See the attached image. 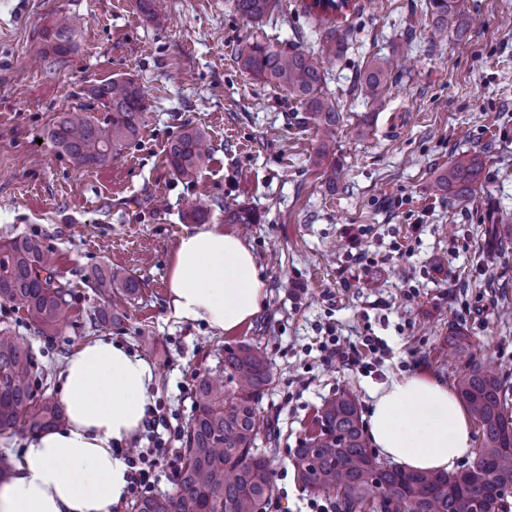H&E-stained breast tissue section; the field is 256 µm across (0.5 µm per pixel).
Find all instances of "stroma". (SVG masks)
Instances as JSON below:
<instances>
[{"label":"stroma","instance_id":"obj_1","mask_svg":"<svg viewBox=\"0 0 512 512\" xmlns=\"http://www.w3.org/2000/svg\"><path fill=\"white\" fill-rule=\"evenodd\" d=\"M346 21L344 53L324 63V89L343 114L336 133L335 186L317 163V132L288 94L255 79L234 59L257 39L317 53L327 25L305 0H283L261 24L234 0H155L171 17L148 25L136 0H0V237L37 234L73 286L76 317L63 335L35 333L0 304L51 373L86 342L107 337L144 357L164 424L126 443L154 463V494L174 490L179 432L197 377L226 345H258L273 383L260 406L279 427L271 461L277 503L268 512H309L312 492L290 460L314 428L318 409L342 390L368 408L391 377L452 386L450 327L478 344L484 362L512 382V233L489 249L491 207L512 212V0H460L467 40L435 43L428 0H358ZM80 18L74 52L42 57L41 31L61 14ZM401 58L382 109L371 110L357 76L376 58ZM133 80L146 97L135 141L109 164L76 171L44 140L61 113L102 117L94 83ZM372 114V132L359 123ZM208 134L212 159L197 180L173 176L166 151L184 126ZM484 162L481 185L459 203L435 187L460 153ZM245 206L249 229L225 224ZM208 223L243 234L264 283L259 314L223 333L180 322L167 308L178 240L193 208ZM106 264L141 288L121 302V324L94 327L99 300L83 268ZM361 345L379 337L389 351L375 371L326 363L327 337Z\"/></svg>","mask_w":512,"mask_h":512}]
</instances>
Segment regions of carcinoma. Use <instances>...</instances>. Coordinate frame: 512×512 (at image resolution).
<instances>
[{
    "label": "carcinoma",
    "instance_id": "carcinoma-1",
    "mask_svg": "<svg viewBox=\"0 0 512 512\" xmlns=\"http://www.w3.org/2000/svg\"><path fill=\"white\" fill-rule=\"evenodd\" d=\"M280 0H235L244 20L259 23L271 15ZM427 27L436 39L448 35L464 39L467 18L457 0H428ZM145 21L156 28L167 16L139 0ZM349 0H310L307 13L320 12L337 19L347 16ZM76 19L59 15L41 32L43 53L62 57L72 51ZM345 48L336 28L328 29L321 57L298 49L247 41L238 45L236 60L246 72L286 91L309 115L320 139L317 155L330 160L325 180L336 182V128L343 120L323 91L320 59H337ZM391 83V69L379 59L360 72L359 85L381 107ZM87 94L105 112L99 120L84 112H66L47 132L51 146L66 155L78 171L106 165L141 129L146 105L133 81L112 79L92 85ZM206 132L190 127L170 143L167 162L179 180L189 183L205 169L210 155ZM482 161L462 155L437 176L440 190L456 200H470L479 183ZM86 286L99 298L94 325L113 322L115 302L130 300L138 282L122 278L105 265L82 270ZM0 300L23 313V320L43 336H57L73 321L71 284L58 268L56 254L35 234L0 240ZM448 343L463 366L453 374V385L478 424L474 462L456 473L414 472L380 460L368 451L358 401L344 391L327 401L312 433L294 451L292 464L298 481L311 491L335 495L338 512H512V385L486 370L465 334L453 331ZM213 376L199 377L193 405L180 432L181 467L171 495H147L130 501L127 512H266L277 496L269 457L257 448L261 438L276 433L261 415L259 400L272 382L270 366L259 347H224ZM49 371L33 349L18 336L9 321L0 323V433L36 435L65 421L61 404L46 393Z\"/></svg>",
    "mask_w": 512,
    "mask_h": 512
}]
</instances>
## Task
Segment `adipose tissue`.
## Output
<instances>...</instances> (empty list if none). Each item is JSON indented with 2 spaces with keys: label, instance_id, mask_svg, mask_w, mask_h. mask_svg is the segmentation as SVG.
I'll return each mask as SVG.
<instances>
[{
  "label": "adipose tissue",
  "instance_id": "ef3b65f1",
  "mask_svg": "<svg viewBox=\"0 0 512 512\" xmlns=\"http://www.w3.org/2000/svg\"><path fill=\"white\" fill-rule=\"evenodd\" d=\"M170 314L230 332L264 303L254 255L216 224L186 231L169 275ZM66 423L28 439L0 490V512H112L129 490L119 445L141 429L153 405L149 363L99 338L77 349L58 374ZM369 438L412 471L448 472L471 456L473 434L455 396L419 377L392 378L371 395Z\"/></svg>",
  "mask_w": 512,
  "mask_h": 512
}]
</instances>
